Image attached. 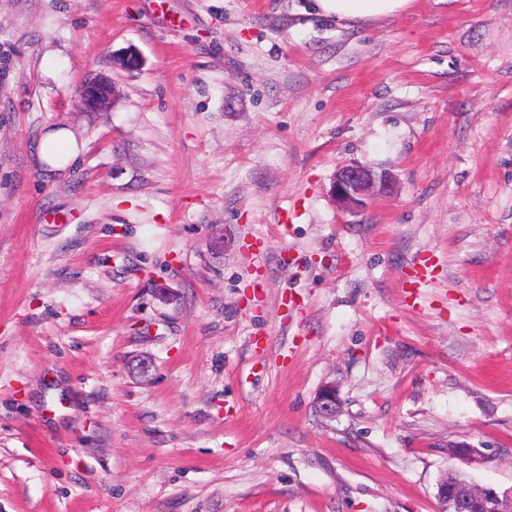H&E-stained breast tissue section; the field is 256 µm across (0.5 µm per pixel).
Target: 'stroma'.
<instances>
[{
	"instance_id": "obj_1",
	"label": "stroma",
	"mask_w": 512,
	"mask_h": 512,
	"mask_svg": "<svg viewBox=\"0 0 512 512\" xmlns=\"http://www.w3.org/2000/svg\"><path fill=\"white\" fill-rule=\"evenodd\" d=\"M349 162L398 192L342 210ZM456 466L512 490V0H0V512H439ZM317 8L336 20L361 24L400 14L408 10L414 0H314ZM80 108L84 110H102L112 100L115 87L112 81L102 75H89L80 85ZM39 142L37 155L47 164L49 172L64 171L81 153L76 135L68 128H53ZM339 398L336 387L333 385L323 386L315 396L314 408L323 418H333L339 409Z\"/></svg>"
}]
</instances>
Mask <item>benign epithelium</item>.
<instances>
[{"label": "benign epithelium", "mask_w": 512, "mask_h": 512, "mask_svg": "<svg viewBox=\"0 0 512 512\" xmlns=\"http://www.w3.org/2000/svg\"><path fill=\"white\" fill-rule=\"evenodd\" d=\"M115 87L102 75H90L80 85V108L101 110L110 103ZM397 189L392 174L386 170L375 171L359 164H345L336 171L331 186L335 202L350 212H360L379 199L391 196ZM336 387L326 385L315 396L314 408L323 418H333L339 409ZM451 458L469 463L478 456V450L466 442H457L449 449ZM438 497L441 512H512V493L499 495L494 489L469 486L448 473L440 484Z\"/></svg>", "instance_id": "benign-epithelium-1"}]
</instances>
